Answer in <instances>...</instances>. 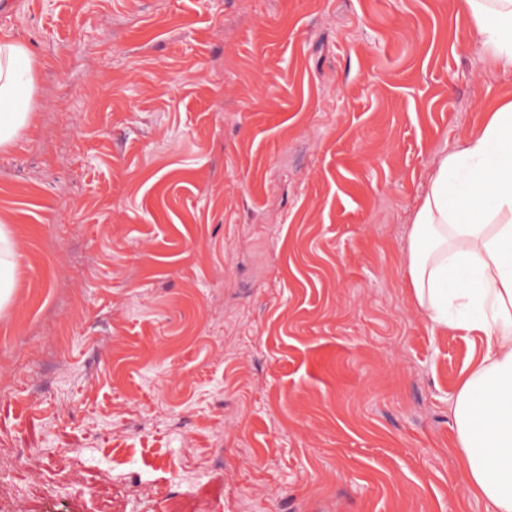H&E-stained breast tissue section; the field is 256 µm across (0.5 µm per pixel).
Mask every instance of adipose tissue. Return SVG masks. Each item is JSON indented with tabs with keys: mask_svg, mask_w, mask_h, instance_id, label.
<instances>
[{
	"mask_svg": "<svg viewBox=\"0 0 512 512\" xmlns=\"http://www.w3.org/2000/svg\"><path fill=\"white\" fill-rule=\"evenodd\" d=\"M464 2L484 46L512 68V0ZM37 84L27 45L0 35L1 151L29 126ZM18 259L15 232L0 216V314L20 288ZM407 271L434 330L485 343L454 402L463 478L490 512H512V102L441 158L413 219Z\"/></svg>",
	"mask_w": 512,
	"mask_h": 512,
	"instance_id": "ef3b65f1",
	"label": "adipose tissue"
}]
</instances>
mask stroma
<instances>
[{
	"label": "stroma",
	"mask_w": 512,
	"mask_h": 512,
	"mask_svg": "<svg viewBox=\"0 0 512 512\" xmlns=\"http://www.w3.org/2000/svg\"><path fill=\"white\" fill-rule=\"evenodd\" d=\"M38 63L0 151V512H487L452 408L481 341L404 258L512 101L462 0H0ZM17 236L12 226L0 215V314L3 315L20 288L15 270L19 251Z\"/></svg>",
	"instance_id": "stroma-1"
}]
</instances>
